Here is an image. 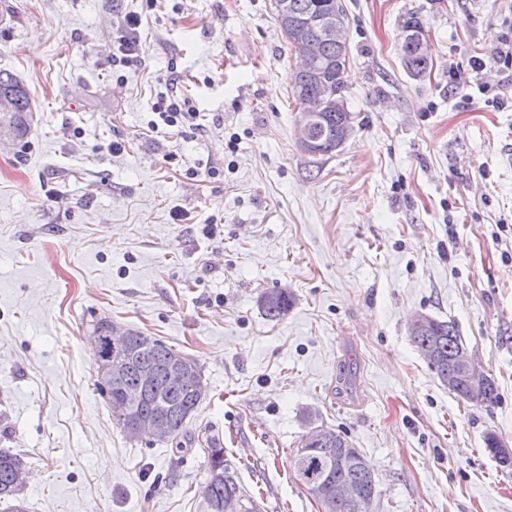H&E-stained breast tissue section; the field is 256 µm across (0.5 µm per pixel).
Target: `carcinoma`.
<instances>
[{"label":"carcinoma","instance_id":"carcinoma-1","mask_svg":"<svg viewBox=\"0 0 512 512\" xmlns=\"http://www.w3.org/2000/svg\"><path fill=\"white\" fill-rule=\"evenodd\" d=\"M339 0H288V9L284 13H276V19L288 34V45L298 53L302 63L309 65L308 74L301 81L293 82L291 92L294 106L304 101L320 98L325 101L313 129V135L323 146L320 156L324 157L336 150V132L347 118L344 112L336 111V102L331 95L336 92V66L338 61H346L348 52L336 45L326 42L312 19L336 14ZM400 52L404 66L413 68L417 74H425L431 68L424 54L412 55L407 43H402ZM12 96L14 109L0 113V127L10 128L18 142L24 141L31 132L33 123L30 96L24 84L13 74L0 70V94ZM294 296L286 288H278L263 294L260 306L263 315L269 320H278L293 306ZM410 342L417 351L422 352L433 348L438 352L439 365L435 373L441 383L448 382V361L452 359L461 336L456 326L448 321L429 318L426 327L408 331ZM181 356V352L172 349L159 339L154 340L152 349L143 353L131 348L127 355V374L124 385L109 387L98 385L99 393L105 397L112 411V417L121 430L133 417L148 418L164 415L170 424V435L167 440L182 447V438L187 435L189 421L205 396L201 369H196V378L189 384L169 382L159 377L153 388L146 395L132 399L139 391L138 368L141 362L148 360L158 367L165 365ZM331 446L317 452H310L304 458L292 460L296 478L302 486L310 484L324 486V473L332 463V457L342 451L350 453L352 459L344 468L334 471L340 479L363 482L371 472L370 466L352 443L338 432L329 429ZM486 451L504 468L512 467V457H508V449L499 446L497 436L489 432L484 439ZM207 456V475L204 494L210 512H257L255 501L244 492L224 459V446L213 439ZM23 469L21 459L8 451H0V499L17 501L12 512H25L23 502L18 500L21 489L15 484L16 472Z\"/></svg>","mask_w":512,"mask_h":512}]
</instances>
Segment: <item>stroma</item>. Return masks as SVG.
Returning <instances> with one entry per match:
<instances>
[{"label": "stroma", "mask_w": 512, "mask_h": 512, "mask_svg": "<svg viewBox=\"0 0 512 512\" xmlns=\"http://www.w3.org/2000/svg\"><path fill=\"white\" fill-rule=\"evenodd\" d=\"M342 3L353 131L314 164L273 0H0V69L35 114L0 153V448L30 475L27 512H209L214 438L261 512H319L290 467L313 425L368 462L375 512H512L483 443L512 447V103L448 84L512 32V0ZM129 12L128 73L108 61ZM411 13L423 78L400 56ZM175 75L201 114L184 139L147 128ZM277 288L295 303L270 321ZM417 313L455 324L497 404L439 381ZM104 317L198 362L183 449L113 422L88 340ZM141 23L140 14L127 13L116 27L115 32L113 31V46L115 44L119 56L112 53V65L121 64L127 68L138 65L141 50L138 29ZM294 296L287 288L265 292L260 300L263 315L268 320H278L293 306Z\"/></svg>", "instance_id": "obj_1"}]
</instances>
